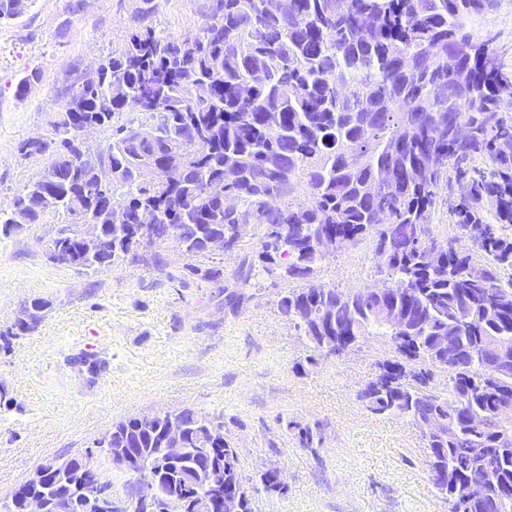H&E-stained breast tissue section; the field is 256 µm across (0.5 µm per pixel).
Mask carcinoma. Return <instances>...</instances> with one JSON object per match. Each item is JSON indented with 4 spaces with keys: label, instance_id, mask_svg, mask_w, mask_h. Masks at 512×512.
<instances>
[{
    "label": "carcinoma",
    "instance_id": "obj_1",
    "mask_svg": "<svg viewBox=\"0 0 512 512\" xmlns=\"http://www.w3.org/2000/svg\"><path fill=\"white\" fill-rule=\"evenodd\" d=\"M494 0H197L198 29L184 36L137 23L125 44L101 59L96 85L80 78L63 96L55 139L18 146L25 157L49 155L42 172L7 208L0 235L22 221L59 220L57 245L71 248L100 229L105 252L75 265L88 273L117 266L131 254L137 211L188 258L208 256L206 241L224 231L239 246L238 224L262 229L256 259L224 279V307L236 312L260 275L289 288L279 313L313 349L340 356L377 340L394 358L359 393L368 411L440 418L448 436L424 437L428 471L448 512H497L512 502V116L500 90L512 86L494 38L471 30ZM110 132L97 148L98 166L79 130ZM178 156V176L166 173ZM479 158L467 199L455 208L460 236L429 227L435 189ZM125 198L115 208L112 199ZM333 236L343 246L377 238L379 271L391 289L343 291L316 281L327 254L315 243ZM441 248L440 264L428 260ZM297 287H292V284ZM49 303L31 300L14 324L22 336L41 322ZM453 346L449 356L442 341ZM448 371V388L432 385ZM184 426L183 458L164 465L153 495L213 502L244 489L236 449L224 424L191 409L150 420L128 418L106 434L112 448L160 447L170 418ZM224 467V488L196 471L199 440ZM483 481L484 500L466 495Z\"/></svg>",
    "mask_w": 512,
    "mask_h": 512
}]
</instances>
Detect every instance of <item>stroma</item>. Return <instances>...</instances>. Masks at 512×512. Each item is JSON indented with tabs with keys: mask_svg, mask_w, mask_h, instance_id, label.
Listing matches in <instances>:
<instances>
[{
	"mask_svg": "<svg viewBox=\"0 0 512 512\" xmlns=\"http://www.w3.org/2000/svg\"><path fill=\"white\" fill-rule=\"evenodd\" d=\"M29 0L26 13L0 24V206L45 166L26 158L20 142L54 137L62 99L76 72L93 69L133 30L141 0ZM156 29L185 35L200 23L195 0H153ZM42 80L23 98L18 80L31 70ZM466 181L440 184L430 228L455 238L449 202ZM53 224L0 236V333L25 303L48 301L30 333L0 347V512L42 464L57 456L93 454L115 500L128 474L111 466L97 443L113 424L146 414L192 409L219 418L236 448L240 473L254 488L269 468L285 491H255L253 512H448L429 479L418 425L370 413L359 392L386 359L385 343L323 356L277 311L283 284L269 277L231 314L217 283L178 281L187 256L160 248L166 264L126 260L85 274L52 263ZM375 241L346 244L322 262L321 283L345 291L382 286ZM313 432L304 447L300 428Z\"/></svg>",
	"mask_w": 512,
	"mask_h": 512,
	"instance_id": "1",
	"label": "stroma"
}]
</instances>
